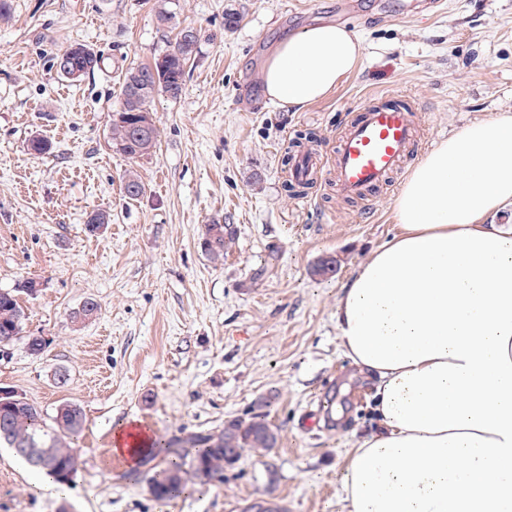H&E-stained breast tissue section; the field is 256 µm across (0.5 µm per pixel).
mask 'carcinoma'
I'll return each instance as SVG.
<instances>
[{"label": "carcinoma", "instance_id": "1", "mask_svg": "<svg viewBox=\"0 0 512 512\" xmlns=\"http://www.w3.org/2000/svg\"><path fill=\"white\" fill-rule=\"evenodd\" d=\"M197 41L189 43L177 38L163 54L166 63L165 88L153 87L151 65L130 69L123 80L121 107L112 113L110 141L119 152L132 158L148 156L156 147L159 132L152 124L146 130L134 124L137 116L150 115V105L156 94L179 98L185 86V69L195 52ZM137 80L140 92L128 94V84ZM229 224H208L202 247L214 261L224 260V252L233 239ZM36 291L29 280L13 289H0V347L18 338L25 317L19 295ZM85 418L80 406L63 402L51 421L32 404L6 402L0 397V446L8 448H38L41 454L30 466L52 478L53 482L68 483L78 468L74 440L81 433ZM278 428L266 420L262 412L252 411L245 417L224 421L220 429L184 432L180 436L161 438L154 442L151 453L167 462V468L152 479L151 493L159 500L181 494L188 486H204L215 478H223L230 468L224 449L240 448L269 456L279 447Z\"/></svg>", "mask_w": 512, "mask_h": 512}]
</instances>
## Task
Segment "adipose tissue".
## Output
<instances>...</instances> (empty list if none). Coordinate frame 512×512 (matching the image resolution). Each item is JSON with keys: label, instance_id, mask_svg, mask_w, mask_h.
Instances as JSON below:
<instances>
[{"label": "adipose tissue", "instance_id": "obj_1", "mask_svg": "<svg viewBox=\"0 0 512 512\" xmlns=\"http://www.w3.org/2000/svg\"><path fill=\"white\" fill-rule=\"evenodd\" d=\"M361 39L333 24L283 40L270 101L317 102L356 69ZM512 116L463 128L409 169L400 234L343 285L336 337L372 380L373 431L347 452L345 512H512Z\"/></svg>", "mask_w": 512, "mask_h": 512}]
</instances>
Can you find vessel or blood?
Segmentation results:
<instances>
[{"instance_id":"vessel-or-blood-1","label":"vessel or blood","mask_w":512,"mask_h":512,"mask_svg":"<svg viewBox=\"0 0 512 512\" xmlns=\"http://www.w3.org/2000/svg\"><path fill=\"white\" fill-rule=\"evenodd\" d=\"M419 133L416 108L400 95L363 106L336 139L331 153L294 152L293 180L313 181L319 168H333L338 192L346 198L370 201L401 170Z\"/></svg>"}]
</instances>
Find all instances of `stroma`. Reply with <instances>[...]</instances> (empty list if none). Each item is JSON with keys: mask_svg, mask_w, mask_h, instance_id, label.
<instances>
[{"mask_svg": "<svg viewBox=\"0 0 512 512\" xmlns=\"http://www.w3.org/2000/svg\"><path fill=\"white\" fill-rule=\"evenodd\" d=\"M363 2L373 23L345 22L366 47L359 67L326 99L291 110L266 98L264 65L337 0H11L0 20V288L39 287L20 298L22 336L0 351V387L47 414L75 402L85 424L79 468L60 493L0 448V512H242L253 500L344 512L345 456L374 416L372 384L336 338V301L399 233L403 177L364 206L341 198L325 169L304 201L286 188L285 152L311 136L334 143L381 94L418 107L422 146L410 165L465 126L512 114V0H443L412 18ZM228 11L240 16L231 29ZM188 26L198 42L183 94L155 97L157 146L127 158L110 145L123 76ZM73 44L102 55V69L60 75L55 57ZM35 138L49 153L30 150ZM130 169L144 185L134 199L122 189ZM98 211L111 222L88 234ZM212 222L236 231L220 263L201 247ZM329 256L335 273L316 274ZM89 298L99 316L73 322ZM30 336L47 339L43 353L28 351ZM59 370L70 375L63 388ZM273 390L275 455H244L223 481L168 502L150 491L161 460L129 464L113 451L125 422L159 438L212 429ZM318 397L328 414L305 428Z\"/></svg>", "mask_w": 512, "mask_h": 512, "instance_id": "stroma-1", "label": "stroma"}]
</instances>
